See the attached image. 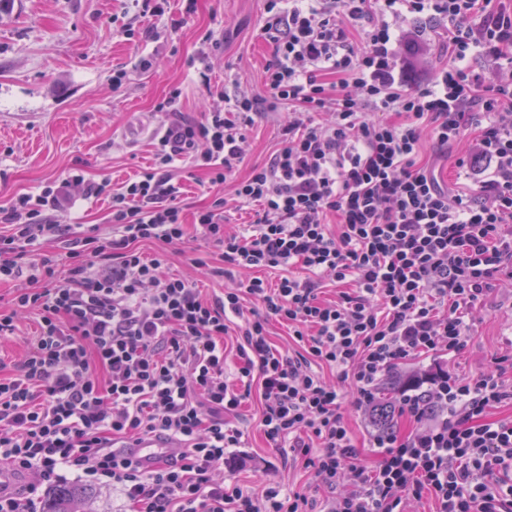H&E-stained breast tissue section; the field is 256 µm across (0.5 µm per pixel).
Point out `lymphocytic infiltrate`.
<instances>
[{
  "mask_svg": "<svg viewBox=\"0 0 512 512\" xmlns=\"http://www.w3.org/2000/svg\"><path fill=\"white\" fill-rule=\"evenodd\" d=\"M266 12L275 52L265 85L271 104L288 105L268 163L234 177L259 105L248 91L199 121L170 97L158 106L166 123L153 164L113 193L109 231L65 223L70 189L84 181L75 172L0 209V284L12 287L0 340L19 337V313L38 317L20 361L0 371V463L31 477L18 492L0 486V512H36L40 489L68 468L118 490L133 512H402L426 495L436 512H512V418H485L512 404V387L497 369L462 377L441 362L465 347L495 277L512 271V7L266 0ZM411 17L448 38L447 62L422 85L397 52ZM464 139L456 165L478 188L469 197L436 170ZM186 158L230 187L190 218L170 174ZM244 209L250 224L227 230L228 212ZM198 241L212 257L197 255ZM143 242L185 251L224 278L222 295L202 299L194 282L163 274L165 254L144 256ZM53 243L59 251L46 252ZM274 322L297 352L272 349ZM428 356L394 408L414 429L373 430L381 459L365 467L344 401L370 414L382 381ZM254 395L266 441L303 457L322 500L216 479L244 442L234 419ZM147 434L177 441L176 456L145 470L123 455L121 444Z\"/></svg>",
  "mask_w": 512,
  "mask_h": 512,
  "instance_id": "1",
  "label": "lymphocytic infiltrate"
}]
</instances>
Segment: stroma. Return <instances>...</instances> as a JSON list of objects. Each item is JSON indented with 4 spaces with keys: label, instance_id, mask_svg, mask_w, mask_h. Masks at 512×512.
<instances>
[{
    "label": "stroma",
    "instance_id": "obj_1",
    "mask_svg": "<svg viewBox=\"0 0 512 512\" xmlns=\"http://www.w3.org/2000/svg\"><path fill=\"white\" fill-rule=\"evenodd\" d=\"M266 17L265 0H196L190 14L182 0H170L161 16L145 12L141 0H0V206L76 170L104 190L88 197L75 189L70 221L106 225L113 190L151 160L164 123L156 107L172 91H180L178 107L195 121L219 105L220 92L238 86L265 100V67L274 53L261 36ZM409 27L414 34L400 52L413 65L410 80L424 83L445 60L446 39L421 19ZM209 33L220 46L203 74L190 60ZM280 141L278 114L256 116L237 178L265 164ZM171 174L182 187L185 214L213 200L205 171L179 161ZM478 310L464 350L449 357L448 368L473 376L497 362L512 384V279L500 276ZM258 419V403L249 402L236 420L245 443L224 465L226 482L313 492L309 471L283 463Z\"/></svg>",
    "mask_w": 512,
    "mask_h": 512
}]
</instances>
